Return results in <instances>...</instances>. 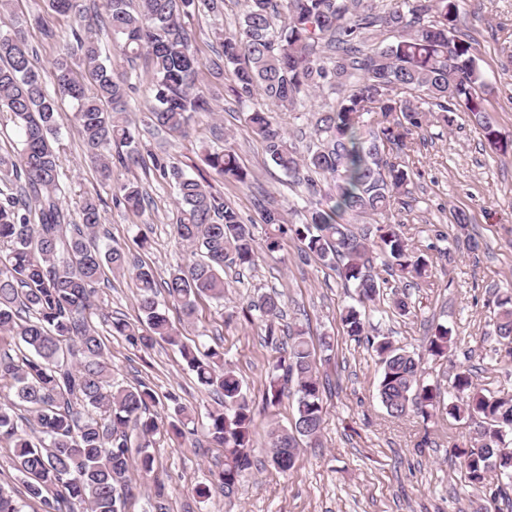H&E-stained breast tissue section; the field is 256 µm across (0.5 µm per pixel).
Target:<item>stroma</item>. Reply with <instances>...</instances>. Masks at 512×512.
<instances>
[{"label": "stroma", "instance_id": "1", "mask_svg": "<svg viewBox=\"0 0 512 512\" xmlns=\"http://www.w3.org/2000/svg\"><path fill=\"white\" fill-rule=\"evenodd\" d=\"M246 9V0H224V10H201L186 17L195 35L201 60L220 49L219 36L232 31ZM455 35L476 50L492 88L485 106L504 138L512 140V0H459ZM150 77L145 69L133 72L137 87L129 101L127 118L138 130L146 151L165 152L187 165L198 163L208 150L233 148L249 171L248 184H230L213 171L204 176L239 212L245 223L263 236L264 225L256 205L265 196L269 207L284 212L299 224L302 213L291 212L300 189L267 163L263 146L244 126L247 112L264 107L261 98L235 102L225 81L201 71L196 90L215 109L212 121L196 125L189 137L154 134L142 124L143 103ZM59 194L63 208L77 212L84 195L100 193L101 230L110 244L140 258L157 279L167 278L191 256L174 231V193L152 164L129 170L115 169L124 181L139 183L152 199L144 213L128 211L102 188L93 166L85 160L81 141L70 117L69 100L60 103ZM413 169L409 208L394 210L391 223L400 225L409 243L434 262L430 278L409 288V315L394 314L390 304L371 316L381 334L399 346L421 354L426 381L450 390L454 366L470 361L478 387L512 396V358L498 351L491 338L495 288H512V154H492L474 121L458 113L453 127H444L440 113L414 131L403 150ZM468 217V232L481 246L468 250L457 241L455 214ZM146 247H139L140 235ZM223 302L202 299L194 322H187L175 305L166 315L180 343L200 347L223 346L226 357L247 387L256 405L253 440L263 451L272 427L287 426L295 401L283 397L275 406L263 405V385L277 357L265 340L261 322H247L241 305L247 298L270 291L282 295L281 325L297 324L306 331L316 365L329 384L323 397L326 417L321 445L302 447L299 461L288 476L272 468L251 470L234 498L213 487L209 498L195 494L208 483L210 472L224 459L201 433L212 406L208 392L186 367L177 345L161 341L152 349L131 346L124 337L110 335L104 316L92 322L105 335L108 361L116 382H143L159 398L175 395L196 413L197 433L155 435L150 448L155 458L149 474L133 472L132 495L125 512H156L163 501L166 512H473L489 497L485 488L471 487L452 446H466L472 436L466 421L434 411L429 418L412 413L391 418L377 396L378 366L366 343L343 333L340 314L357 303L354 290L342 288L334 270L317 257L301 256L300 244L284 238L276 260L259 262L255 270L224 271ZM96 303L104 315L136 321L137 288L127 275L114 274L99 292ZM448 325L455 339L443 357L426 354L433 322Z\"/></svg>", "mask_w": 512, "mask_h": 512}]
</instances>
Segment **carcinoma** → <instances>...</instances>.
Wrapping results in <instances>:
<instances>
[{"label": "carcinoma", "mask_w": 512, "mask_h": 512, "mask_svg": "<svg viewBox=\"0 0 512 512\" xmlns=\"http://www.w3.org/2000/svg\"><path fill=\"white\" fill-rule=\"evenodd\" d=\"M57 14L78 17V27L60 38L44 27L50 41L63 40L52 62L57 92L73 104L71 121L100 182L134 213L147 208V194L134 182H119L112 164L124 169L144 164L141 143L126 117L131 75L106 64L93 31L99 13L81 0H47ZM204 7L218 14L224 0H101L112 40L131 63L144 57L152 71L143 124L148 130L187 134L212 117L208 99L194 91L202 63L192 51V32L183 18ZM458 0H394L379 11L376 0H247L236 28L224 34L221 50L208 61L211 74L227 75L228 92L237 102L261 96L267 108L247 114L248 131L263 145L266 160L310 195L321 194L316 177L332 182L326 202L307 209L303 224H288L282 214L259 204L267 225L256 242L251 225L224 197L184 169L171 156H152L153 168L176 194L175 233L194 261L159 281L151 268L130 253L101 245L100 195H87L79 223L64 211L59 191V106L45 90L41 71L27 42L32 22L15 17L0 30V111L20 132L15 154L0 155V443L14 448L13 467L27 496L46 512H63L79 503L85 512H123L131 491L132 470L149 473L148 451L164 422L150 408L159 404L145 383L122 386L112 381L105 342L92 323L94 297L105 270L128 273L136 281L139 319L131 323L104 316L110 334L136 348L162 340L179 346L197 381L217 397L208 412L205 436L224 449V465L214 482L224 497L235 495L254 466L251 436L253 401L224 351L200 350L180 343L161 307L159 295L178 304L188 318L204 297L224 300V268L241 271L273 257L280 240L291 235L301 252L314 255L336 271L344 287L354 288L362 304L342 316L347 336L366 341L378 357V396L389 416L411 411L428 417L439 407L456 421L474 423L467 447L451 448L465 478L475 488L495 484L489 499H506L512 489V396L484 391L472 369L459 366L452 392L422 379L421 359L389 339L375 340L366 311L384 299L389 281L405 284L427 276L430 262L410 245L398 224L385 218L409 206L413 171L398 160L413 129L427 114L442 113L451 127L455 115L474 117L489 149L506 152L485 107L490 92L472 47L454 35ZM401 28L390 45L361 49L373 27ZM347 86L349 93L330 106L311 99L324 86ZM311 107L313 140L300 153L272 113ZM202 163L229 183L245 184L248 172L231 150L207 153ZM349 214L375 223V233L355 230L337 217ZM387 277L379 278L377 268ZM497 311L492 335L512 356V289H494ZM249 320L265 323L267 342L280 356L263 391L266 405L278 404L286 388L296 396L291 425L272 428L266 454L279 474L292 470L300 444L320 445L325 386L306 332L288 328L279 340L282 317L278 294H263L242 308ZM455 344L451 330L436 323L427 351L440 357ZM24 409V417L17 410ZM171 430L182 433L194 422L192 410L175 409Z\"/></svg>", "instance_id": "carcinoma-1"}]
</instances>
